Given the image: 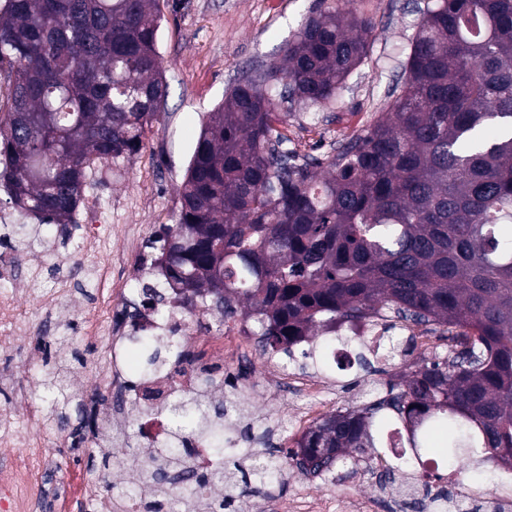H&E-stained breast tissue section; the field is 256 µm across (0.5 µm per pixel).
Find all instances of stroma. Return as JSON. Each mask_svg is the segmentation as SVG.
<instances>
[{
	"label": "stroma",
	"instance_id": "35a3bbf8",
	"mask_svg": "<svg viewBox=\"0 0 512 512\" xmlns=\"http://www.w3.org/2000/svg\"><path fill=\"white\" fill-rule=\"evenodd\" d=\"M315 6L316 0H159V52L168 85L165 110L146 129L137 153L91 167L83 194L100 201V224H129L145 230L153 224L176 222L178 188L207 112L222 102L244 72L260 71L279 61L285 43L295 37ZM353 8L375 26L366 57L348 76L332 107L316 113L294 103L287 125L280 128L286 149L323 163L336 143L362 134L388 111L397 96L396 86L402 81L420 19L414 0H354ZM43 231L53 243L40 261L41 281L47 287L53 284L60 266L89 268L112 259L118 248L112 241L82 252L69 244L59 225H44ZM60 347L67 353L71 371L69 400L78 404L81 396L94 389L84 369L94 349L75 333H68L64 342L53 339L40 348L41 361L35 368L0 358V369L44 382L56 367ZM247 350L252 355L250 381L263 388L262 393L247 396L256 419L254 432L271 434L273 446L283 449L293 446L289 421L308 398L292 386L269 383L271 373L290 366L318 376L326 383L330 409L337 410L371 401L382 391L385 375L393 376L403 369L397 360L385 362L382 375L347 367L350 351L331 333L319 336L314 358L302 363H289L282 355H261L253 340ZM46 429L60 482L72 480L82 471H101V456L88 457L81 452L85 431L78 415H71L63 428L56 421H48ZM383 471L374 456L359 470L346 467L311 479L289 467L283 482L274 484L271 491L286 498L307 481L313 493L331 500L332 512H350L353 498L377 490Z\"/></svg>",
	"mask_w": 512,
	"mask_h": 512
}]
</instances>
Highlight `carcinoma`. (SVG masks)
<instances>
[{"instance_id": "cac0c4a2", "label": "carcinoma", "mask_w": 512, "mask_h": 512, "mask_svg": "<svg viewBox=\"0 0 512 512\" xmlns=\"http://www.w3.org/2000/svg\"><path fill=\"white\" fill-rule=\"evenodd\" d=\"M326 3L301 24L281 61L244 77L209 113L182 184L177 223L156 238L163 280L142 291L160 313H242L262 352L292 355L319 332L385 321L448 332V356L425 354L387 382L386 394L324 417L287 458L307 475L355 464L382 447L392 424L419 434L443 425L444 460L469 463L512 448V0H428L389 111L320 161L282 148L283 104L336 102L364 59L373 23ZM157 0H0V182L24 214L71 223L87 172L136 153L165 108ZM18 246L40 226L8 232ZM149 346L145 368L170 365ZM410 354L397 336L374 353ZM67 383L46 382L65 420ZM170 433L151 463L104 451L107 467L148 490L143 512L188 508L212 486L209 512H225L284 460L243 422L241 400L203 387L168 408ZM250 445L229 466L176 487L195 442L224 455V429Z\"/></svg>"}]
</instances>
